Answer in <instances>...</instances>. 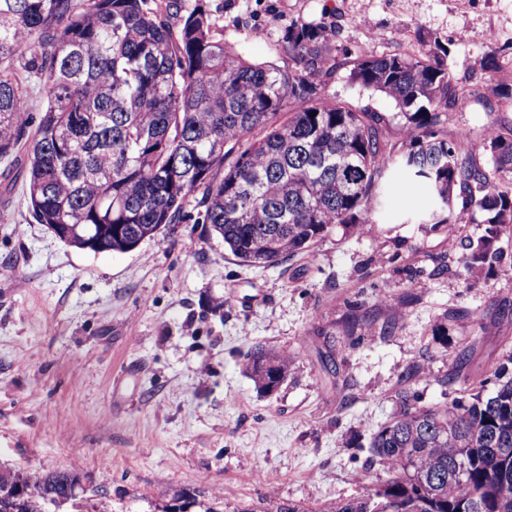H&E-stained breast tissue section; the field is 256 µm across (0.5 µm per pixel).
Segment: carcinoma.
<instances>
[{
	"label": "carcinoma",
	"mask_w": 512,
	"mask_h": 512,
	"mask_svg": "<svg viewBox=\"0 0 512 512\" xmlns=\"http://www.w3.org/2000/svg\"><path fill=\"white\" fill-rule=\"evenodd\" d=\"M159 0H0V159L28 161V208L64 244L128 253L184 216L196 201L240 262L313 260L315 243L340 225L373 228L389 176H412L434 207L420 220L453 229L471 211L482 235L468 240L469 274L501 266L497 246L512 227V137L497 131L472 146L443 136L459 90L436 51L359 52L349 78L395 103L404 141L387 121L325 94L339 65L323 26L288 28L280 51L293 66L251 63L224 43L197 5L171 23ZM46 106L32 124L29 89ZM490 154L493 168L477 161ZM288 352L257 347L245 369L272 393ZM466 358L438 379L463 382L443 407L399 393L400 413L369 448L384 466L378 487L322 509L276 501L264 512H512V374L466 372ZM80 488L73 470L32 479L0 470V512H41L40 503ZM224 512L181 490L169 512Z\"/></svg>",
	"instance_id": "1"
}]
</instances>
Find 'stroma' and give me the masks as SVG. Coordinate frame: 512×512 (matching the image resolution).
Returning a JSON list of instances; mask_svg holds the SVG:
<instances>
[{"label":"stroma","instance_id":"obj_1","mask_svg":"<svg viewBox=\"0 0 512 512\" xmlns=\"http://www.w3.org/2000/svg\"><path fill=\"white\" fill-rule=\"evenodd\" d=\"M199 4L255 62L282 64L280 40L303 22L355 52L442 46L467 92L449 136L512 133V0H180ZM488 54L492 74L475 65ZM351 67L341 58L326 94L391 120L394 102L351 83ZM491 81L509 96L487 93ZM427 206L414 181L394 180L372 233L336 226L314 261L256 267L191 205L137 250L94 254L33 221L25 180L0 189V466L79 473V508L44 512H162L189 488L219 492L224 512L364 495L384 476L369 443L400 391L442 403L457 389L436 378L455 358L488 373L512 356V233L499 241L506 266L471 276L446 229L405 222ZM382 294L404 298L398 322L360 339L357 317L389 319ZM257 345L295 356L269 395L244 370ZM416 364L431 381L404 382Z\"/></svg>","mask_w":512,"mask_h":512}]
</instances>
